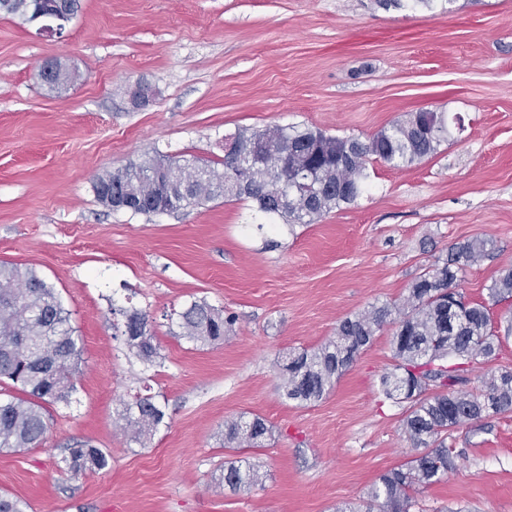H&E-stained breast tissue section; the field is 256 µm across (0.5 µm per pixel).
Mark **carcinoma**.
<instances>
[{"mask_svg":"<svg viewBox=\"0 0 512 512\" xmlns=\"http://www.w3.org/2000/svg\"><path fill=\"white\" fill-rule=\"evenodd\" d=\"M33 7L34 0H0V12L22 21ZM236 139L257 147L251 165L232 171L224 158L217 167L205 166V176L177 183L164 196L160 188H154L145 198L148 206L138 213L190 211L222 197L253 203L273 224L279 220L290 227L312 224L353 204L367 191L372 161L398 166L436 154L448 140V119L443 112H410L406 119L367 140L327 135L301 125L254 129ZM163 162L177 170L195 166L170 156L131 162L97 178L93 185L96 199L102 200L101 190L108 186L115 190L132 180L150 183L154 164ZM485 249L482 240L453 247L444 262L414 279L402 306H373L361 315L346 317L337 325L334 338L315 351L289 357L283 365L286 398L301 404L317 402L381 327L395 326L394 372L381 378V389L386 397L397 393L409 403L404 431L421 452L381 475L372 487L370 501L377 512H409L410 491L431 485L456 469L445 444L448 431L490 411L512 412L511 368L504 367L483 380L475 394L454 389L463 374L495 355L500 346L486 305L470 304L456 290L462 266L477 261ZM489 297L495 303L512 297V267L492 282ZM121 314L128 346L145 360L157 356L148 315L136 308L123 309ZM232 326V317L197 301L179 313L182 336L191 341H221ZM80 362L79 339L55 288L32 269L0 263V382L6 379L26 394L24 398L0 397V451L32 448L43 439L49 429L47 406L68 400L75 390ZM432 384L442 391L428 396ZM122 419L132 437L143 440L164 423L165 411L152 397L138 396L125 405ZM269 433L266 421L255 416L228 423L224 436L229 443L259 444ZM61 463L77 475L105 468L108 458L99 448L78 444ZM222 480L233 491H245L256 484L258 475L230 462L224 466Z\"/></svg>","mask_w":512,"mask_h":512,"instance_id":"cac0c4a2","label":"carcinoma"}]
</instances>
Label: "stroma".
Returning <instances> with one entry per match:
<instances>
[{
  "instance_id": "obj_1",
  "label": "stroma",
  "mask_w": 512,
  "mask_h": 512,
  "mask_svg": "<svg viewBox=\"0 0 512 512\" xmlns=\"http://www.w3.org/2000/svg\"><path fill=\"white\" fill-rule=\"evenodd\" d=\"M65 60L67 91L36 82ZM156 91L133 108L128 88ZM421 108L449 135L412 165L372 163L355 204L312 224L264 228L248 202L132 215L100 204L97 176L158 153L224 157L242 130L305 125L368 139ZM486 242L458 291L494 326L512 300L488 288L512 267V0H80L59 36L0 13V262L57 291L82 349L71 399L49 408L38 446L0 451V494L28 512H342L418 451L408 405L386 398L385 325L317 402L286 399V356L315 350L339 322L402 305L413 280L456 244ZM203 301L233 314L222 342L182 336L178 312ZM147 311L159 356L129 350L122 308ZM137 395L166 419L139 443L122 430ZM261 417L262 446L236 449L224 426ZM87 442L108 466L61 469ZM457 470L418 489L411 512H512V412L448 433ZM254 464L248 492L225 463ZM224 481V486H227L233 491L249 490L258 480V475L248 466L247 469L242 470L241 465H236L235 462H229L224 465V472L221 476Z\"/></svg>"
}]
</instances>
